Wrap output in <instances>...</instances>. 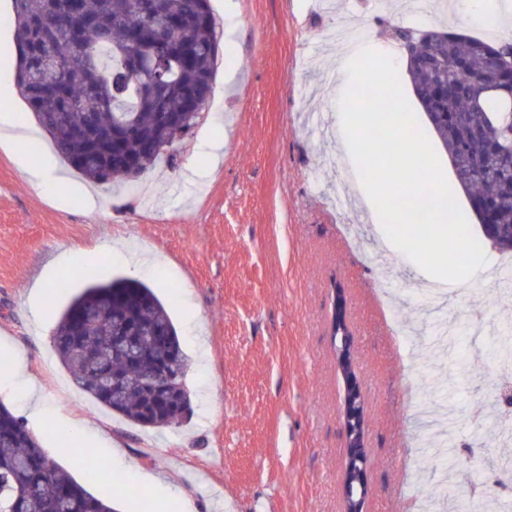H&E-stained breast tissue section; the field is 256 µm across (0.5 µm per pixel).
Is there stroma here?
<instances>
[{"label": "stroma", "instance_id": "1", "mask_svg": "<svg viewBox=\"0 0 512 512\" xmlns=\"http://www.w3.org/2000/svg\"><path fill=\"white\" fill-rule=\"evenodd\" d=\"M224 0L219 12L220 63L208 108L180 145L175 165L160 162L139 177L154 182L151 200L107 192L68 172L50 190L28 179L19 152L0 146V350L25 358L48 414L37 438L46 452L60 440L57 418L83 426L73 456L59 464L77 480L85 459L120 476L118 512H157L138 477L148 474L195 512H345L343 396L332 336L333 295L344 288L351 359L367 418L368 496L364 512H411L422 498L447 493L469 512H512V469L494 461L501 437L493 423L492 379L502 369L491 350L497 329L479 342L457 341V363L441 357L429 318V294L448 300L457 319L476 314L512 319L506 297L488 275L464 284L429 282L398 249L380 250L378 215L369 214L347 146L308 125L334 123L347 53L327 50L342 28L360 48L404 50L395 26L451 28L480 35L478 16L409 13L403 0ZM319 50L318 66L307 65ZM223 139L217 166L201 161L185 174L181 159L206 139ZM91 189L101 203L87 207ZM125 237L153 249L161 266L141 270L98 252ZM77 263L63 264L67 248ZM102 278L127 276L164 302L189 359L192 412L179 427L146 428L98 404L77 387L52 344L57 310L82 286V266ZM70 282L55 313L33 331L29 291L36 280ZM454 375V452L417 449L415 407L440 398L433 385ZM103 436L119 455L89 440Z\"/></svg>", "mask_w": 512, "mask_h": 512}]
</instances>
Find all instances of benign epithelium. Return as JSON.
<instances>
[{
	"mask_svg": "<svg viewBox=\"0 0 512 512\" xmlns=\"http://www.w3.org/2000/svg\"><path fill=\"white\" fill-rule=\"evenodd\" d=\"M346 300L342 290L336 294V336L338 362L345 380V448L346 469L344 498L346 512H363L367 495L368 455L365 445V413L359 381L350 360L349 331L345 318Z\"/></svg>",
	"mask_w": 512,
	"mask_h": 512,
	"instance_id": "obj_1",
	"label": "benign epithelium"
}]
</instances>
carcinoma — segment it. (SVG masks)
Instances as JSON below:
<instances>
[{
    "mask_svg": "<svg viewBox=\"0 0 512 512\" xmlns=\"http://www.w3.org/2000/svg\"><path fill=\"white\" fill-rule=\"evenodd\" d=\"M71 0H13L18 92L67 164L97 186L133 181L163 156L174 158L211 99L219 58L209 0H81L72 23L41 27L70 13ZM418 38L408 77L428 124L478 224L497 226L491 246L512 250V71L488 83L490 59L512 40L490 44L469 34L393 28ZM139 59L129 69L126 55ZM165 70L160 97L156 65ZM84 287L61 312L53 346L76 385L104 407L152 428L176 427L191 409L187 356L161 300L145 283L102 280L88 265ZM162 365L159 399L148 381ZM87 480L113 485L89 461ZM0 512H118L58 467L24 422L0 402Z\"/></svg>",
    "mask_w": 512,
    "mask_h": 512,
    "instance_id": "obj_1",
    "label": "carcinoma"
}]
</instances>
